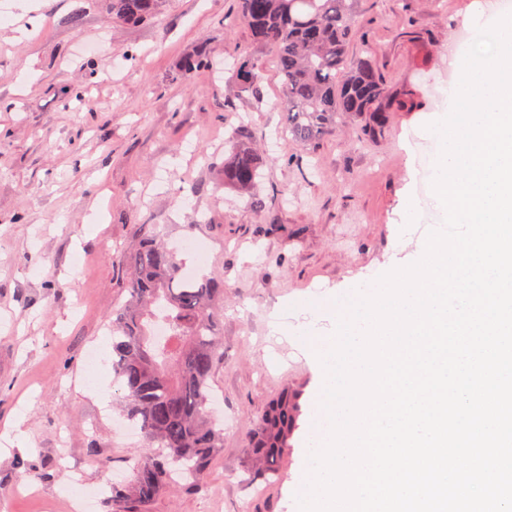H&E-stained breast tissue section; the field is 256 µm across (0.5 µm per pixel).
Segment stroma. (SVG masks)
Returning a JSON list of instances; mask_svg holds the SVG:
<instances>
[{
    "label": "stroma",
    "mask_w": 512,
    "mask_h": 512,
    "mask_svg": "<svg viewBox=\"0 0 512 512\" xmlns=\"http://www.w3.org/2000/svg\"><path fill=\"white\" fill-rule=\"evenodd\" d=\"M0 25V512H72L74 494L123 484L147 450L125 429L111 368L88 376L85 354L112 353L102 332L128 293L108 260L153 225L224 281V360L213 376L224 447L207 488L170 486L151 512H299L297 462L319 386L306 333L333 335L330 304L421 258L423 228L444 211L424 159L444 118L477 22L512 0H357L352 55L372 53L390 91L418 93L370 139L338 122L303 145L281 137L287 115L269 48L252 43L235 0H165L151 21L109 18L105 0H11ZM77 23H67L72 12ZM210 47L206 67L176 78ZM262 61L260 101L238 94L234 56ZM247 122L263 159L264 210L221 183L232 128ZM301 413L277 482L258 485L245 448L285 388Z\"/></svg>",
    "instance_id": "1"
}]
</instances>
